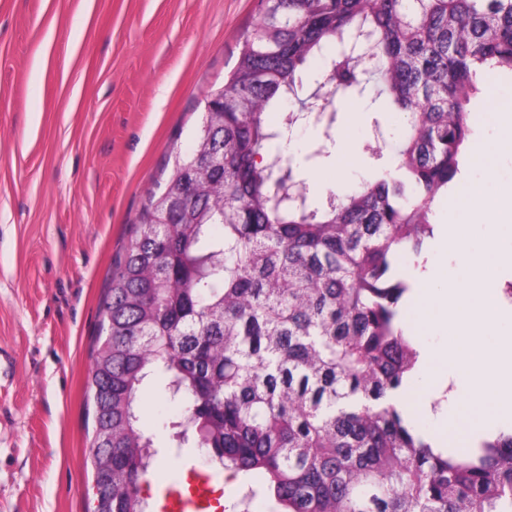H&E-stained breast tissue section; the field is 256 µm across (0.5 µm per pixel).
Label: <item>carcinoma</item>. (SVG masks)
I'll list each match as a JSON object with an SVG mask.
<instances>
[{
    "mask_svg": "<svg viewBox=\"0 0 512 512\" xmlns=\"http://www.w3.org/2000/svg\"><path fill=\"white\" fill-rule=\"evenodd\" d=\"M192 149L148 198L103 304L87 383L94 512H147L160 457L206 448L264 476L281 512H512V427L455 453L397 395L417 374L400 255L422 252L478 122V84L512 73V0H261ZM370 35L366 57L349 51ZM324 62V112L368 84L406 115L396 165L313 207L266 113ZM224 150V170L207 157ZM196 194L178 202L182 181ZM151 382L176 413L156 444ZM112 462V468L104 467Z\"/></svg>",
    "mask_w": 512,
    "mask_h": 512,
    "instance_id": "obj_1",
    "label": "carcinoma"
}]
</instances>
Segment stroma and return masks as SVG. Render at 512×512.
Masks as SVG:
<instances>
[{"label": "stroma", "instance_id": "obj_1", "mask_svg": "<svg viewBox=\"0 0 512 512\" xmlns=\"http://www.w3.org/2000/svg\"><path fill=\"white\" fill-rule=\"evenodd\" d=\"M260 0H0V512H86V382L135 224L208 90L235 69ZM347 132L326 141L325 130ZM400 113L370 98L289 139L315 206L391 168ZM322 157L312 158L318 146ZM455 264L440 238L399 266ZM224 512H275L225 482Z\"/></svg>", "mask_w": 512, "mask_h": 512}]
</instances>
